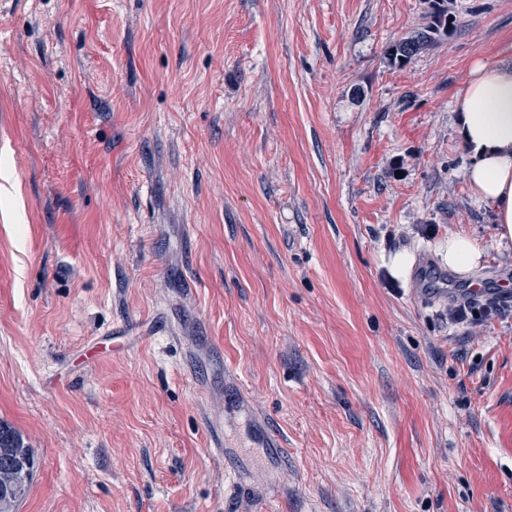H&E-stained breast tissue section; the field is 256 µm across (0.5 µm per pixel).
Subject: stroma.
Wrapping results in <instances>:
<instances>
[{
  "label": "stroma",
  "instance_id": "35a3bbf8",
  "mask_svg": "<svg viewBox=\"0 0 512 512\" xmlns=\"http://www.w3.org/2000/svg\"><path fill=\"white\" fill-rule=\"evenodd\" d=\"M448 10L396 67L426 0H0L16 512H512V314L413 290L512 283L453 112L512 0ZM429 3V18L427 26L410 37L394 42L387 51L389 63L403 66L418 52L432 44L446 31L451 24L448 18L447 0H427ZM482 256L483 251L472 239L462 235L448 237L444 262L457 273L468 274L480 264ZM416 292L441 295L448 299V274L430 267H418L413 278ZM451 313V318L457 322L477 323L479 318L484 316H497L501 313L502 307L496 298L487 299L485 302L472 301L469 298L457 305ZM478 312V315H475Z\"/></svg>",
  "mask_w": 512,
  "mask_h": 512
}]
</instances>
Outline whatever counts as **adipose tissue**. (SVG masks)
Listing matches in <instances>:
<instances>
[{"instance_id":"adipose-tissue-1","label":"adipose tissue","mask_w":512,"mask_h":512,"mask_svg":"<svg viewBox=\"0 0 512 512\" xmlns=\"http://www.w3.org/2000/svg\"><path fill=\"white\" fill-rule=\"evenodd\" d=\"M455 112L468 180L494 213L498 249L512 251V63L475 65Z\"/></svg>"}]
</instances>
